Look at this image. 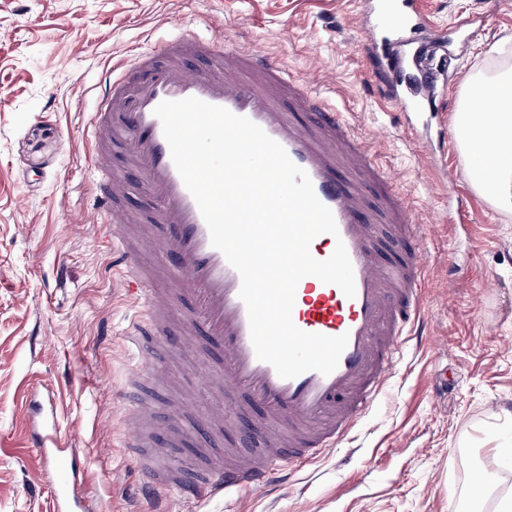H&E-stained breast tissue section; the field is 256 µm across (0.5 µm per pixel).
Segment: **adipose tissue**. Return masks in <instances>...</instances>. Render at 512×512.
<instances>
[{
    "instance_id": "1",
    "label": "adipose tissue",
    "mask_w": 512,
    "mask_h": 512,
    "mask_svg": "<svg viewBox=\"0 0 512 512\" xmlns=\"http://www.w3.org/2000/svg\"><path fill=\"white\" fill-rule=\"evenodd\" d=\"M493 103L490 112L477 111V104ZM455 139L460 151L471 154L475 137L501 136L512 149V68L503 66L487 74L472 76L454 116ZM472 183L490 196L502 210L512 209V164L493 163L491 168H473Z\"/></svg>"
}]
</instances>
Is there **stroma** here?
I'll list each match as a JSON object with an SVG mask.
<instances>
[{"label":"stroma","instance_id":"35a3bbf8","mask_svg":"<svg viewBox=\"0 0 512 512\" xmlns=\"http://www.w3.org/2000/svg\"><path fill=\"white\" fill-rule=\"evenodd\" d=\"M437 28L470 22L452 46L447 104L467 80L512 65V0H427ZM353 0H0V512H50L38 457L22 425L25 384L53 389L62 440L86 460L97 512H145L138 471L120 438L132 370H148L126 336L133 301L113 279L103 228L85 224L97 174L83 159L84 124L111 59L133 60L177 37L251 38L312 77L382 163L410 190L430 232L425 295L434 346L408 341L392 379L337 448L293 473L286 490L222 500L167 492L162 512H464L473 470L498 475L496 512L512 486V210L469 178L471 224L443 223L448 193L401 119L363 76ZM159 399L205 410L207 363L172 353Z\"/></svg>","mask_w":512,"mask_h":512}]
</instances>
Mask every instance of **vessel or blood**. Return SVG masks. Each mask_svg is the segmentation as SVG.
Instances as JSON below:
<instances>
[{
  "label": "vessel or blood",
  "instance_id": "b4317fda",
  "mask_svg": "<svg viewBox=\"0 0 512 512\" xmlns=\"http://www.w3.org/2000/svg\"><path fill=\"white\" fill-rule=\"evenodd\" d=\"M375 21L364 29L366 73L379 101L407 117L406 129L419 143L433 141L441 163L440 182L453 175L442 157L448 135L432 136L423 113L434 90L422 82L405 90L397 80L402 46L429 30L419 0H377ZM86 158L98 177L91 209L103 216L122 271L120 287L140 311L130 322L136 350L160 367L173 351L206 349L216 358L208 373L224 401V423L238 445L253 447L245 461L202 465L175 463L163 456L145 460L141 449L165 440L180 446L186 434L207 440V423L191 431L172 426L153 404L130 391L125 441L141 483L152 497L175 488L200 500L238 499L245 492L284 486V470L319 458L365 414L391 374L406 337L430 339L421 310L425 225L412 216L408 196L393 190V178L375 164L368 143L329 109L323 94L294 81L272 57L233 42L225 50L193 40H170L113 67L102 79ZM196 97L250 118L280 143L309 175L319 200L333 213L339 233L322 234L312 256L327 259L344 242L356 282L355 297L313 276L295 292L294 324L302 331L347 335L337 368L324 375L305 372L279 377L257 358L247 310L239 297L241 280L211 244L200 210L177 172L156 106L165 100ZM121 149L126 172L112 169ZM142 188L139 212L125 201L131 182ZM186 308L183 319L174 312ZM23 419L39 458L38 475L51 489V512H91L85 492L84 456L61 442L53 390L31 387Z\"/></svg>",
  "mask_w": 512,
  "mask_h": 512
}]
</instances>
